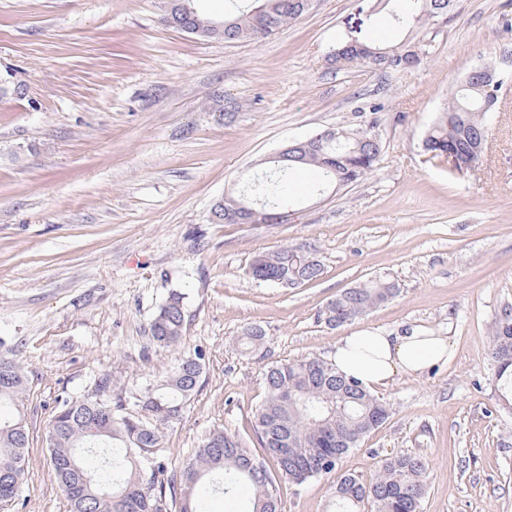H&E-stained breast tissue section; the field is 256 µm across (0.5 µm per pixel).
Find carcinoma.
<instances>
[{"label":"carcinoma","instance_id":"obj_1","mask_svg":"<svg viewBox=\"0 0 512 512\" xmlns=\"http://www.w3.org/2000/svg\"><path fill=\"white\" fill-rule=\"evenodd\" d=\"M224 15V41L266 38L305 13V0H250ZM453 0H376L388 11L392 24L405 34L394 45L358 41L346 60L330 62L341 69L360 61L390 72L401 67L403 53L412 56L433 42L432 35L447 25ZM512 82L507 73L497 84L481 85L468 76L459 83L448 107L428 130L424 152L434 158L466 152L473 132L486 127L503 89ZM377 137L374 126L336 128L323 159L303 155L298 160L271 162L270 169L240 191L224 196V210L244 199L260 215L286 211L289 178L295 168L315 172L314 189L323 192L357 182L373 172L381 154L358 150L364 140ZM311 253L284 245L261 254L249 275L259 283L307 284L322 275V265L304 264ZM398 286L388 280H370L344 290L326 307V322L341 326L395 298ZM184 293L169 292L148 323L150 345L175 347L183 343L187 318ZM491 357L497 388L512 397V316L505 315L492 330ZM205 355L195 348L153 383L112 387L108 377L94 381L91 391L59 403L46 427V444L59 487L70 502V512H201V485L224 495L251 492L244 512H279L280 487L299 488L309 480L336 470L352 449L388 418L386 404L358 382L348 380L328 363L312 356L287 361L266 372V396L254 414L258 444L266 459L256 457L242 439L225 428H215L195 454L178 467L167 468L160 428L180 420L175 408L187 406L198 391ZM28 378L12 356L0 355V407L10 405L12 417L0 418V499L13 500L27 479L26 453L30 447L23 395ZM99 456L98 470L89 469L85 456ZM272 462L268 468L265 460ZM429 464L421 456L401 453L384 459L374 476L365 480L343 473L336 482V512H420L427 489Z\"/></svg>","mask_w":512,"mask_h":512}]
</instances>
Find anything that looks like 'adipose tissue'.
<instances>
[{"instance_id":"obj_1","label":"adipose tissue","mask_w":512,"mask_h":512,"mask_svg":"<svg viewBox=\"0 0 512 512\" xmlns=\"http://www.w3.org/2000/svg\"><path fill=\"white\" fill-rule=\"evenodd\" d=\"M453 354L450 337L421 327L399 335L368 328L340 338L329 361L339 373L373 391L388 386L396 376L423 373Z\"/></svg>"}]
</instances>
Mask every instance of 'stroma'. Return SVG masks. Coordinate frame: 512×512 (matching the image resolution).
Wrapping results in <instances>:
<instances>
[{"label":"stroma","instance_id":"stroma-1","mask_svg":"<svg viewBox=\"0 0 512 512\" xmlns=\"http://www.w3.org/2000/svg\"><path fill=\"white\" fill-rule=\"evenodd\" d=\"M166 0H0V354L29 377L28 477L1 512H69L45 428L58 401L94 379L144 383L194 347L202 385L162 427L180 465L213 428L257 447L265 372L328 358L364 328L421 326L455 355L380 391L389 416L338 469L371 477L385 457L429 463L421 512H512V404L496 387L491 332L512 310V85L481 160L458 173L422 141L460 78L485 63L512 74V0H456L416 67L334 68L337 39L400 41L372 0H314L267 39L224 43L166 21ZM381 104L377 116L366 113ZM377 119L383 153L335 191L295 175L282 224H215L212 206L289 142ZM318 256L297 288L254 282V256L280 246ZM383 278L400 288L328 326L342 291ZM185 293L186 338L160 352L148 322ZM261 328L259 347L239 343ZM335 475L282 487L281 512H333Z\"/></svg>","mask_w":512,"mask_h":512}]
</instances>
